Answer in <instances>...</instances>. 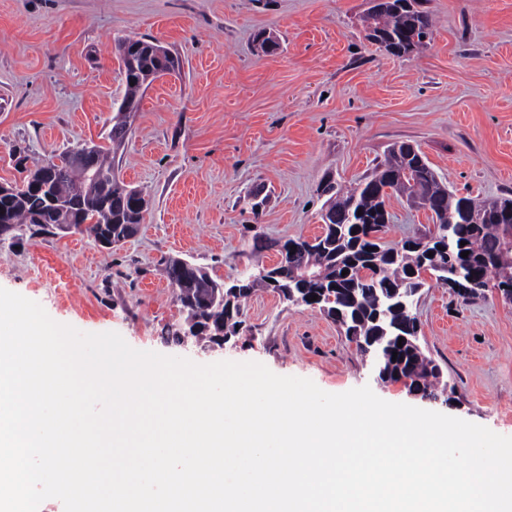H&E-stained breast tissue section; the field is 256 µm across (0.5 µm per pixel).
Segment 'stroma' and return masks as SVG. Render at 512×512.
Wrapping results in <instances>:
<instances>
[{"label":"stroma","mask_w":512,"mask_h":512,"mask_svg":"<svg viewBox=\"0 0 512 512\" xmlns=\"http://www.w3.org/2000/svg\"><path fill=\"white\" fill-rule=\"evenodd\" d=\"M370 0H0V183L85 143L111 147L120 179L150 208L136 235L104 249L69 233L0 245V287L84 333L206 364L256 361L329 393L370 386L381 399L512 436V304L466 302L427 280L412 312L443 388L415 395L381 382L319 310L256 291L224 346L168 328L184 315L163 261L218 281L275 266L276 242L323 231L325 174L353 187L408 142L460 196L512 198V0H427L425 49L395 56L365 38ZM278 51L263 52L258 34ZM170 49L181 71L144 89L111 145L126 94L118 40ZM267 195L260 212L253 192ZM391 246L424 236L429 211L390 195Z\"/></svg>","instance_id":"1"}]
</instances>
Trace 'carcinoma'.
Instances as JSON below:
<instances>
[{"mask_svg": "<svg viewBox=\"0 0 512 512\" xmlns=\"http://www.w3.org/2000/svg\"><path fill=\"white\" fill-rule=\"evenodd\" d=\"M419 2L409 0L405 6L401 0H393L384 11L368 12L366 39L376 43L395 39L396 56L426 46L432 19L419 8ZM128 43L127 54L121 57L128 82L125 99L135 102L146 79L157 78L168 58L165 47L153 40L130 39ZM127 132V113L120 109L112 117L110 140L120 143ZM59 161L56 176L43 193L20 192L9 201H0L14 224L25 225L31 231L42 223L64 224L90 236L98 224H110L116 232L124 224L142 223L148 202L142 192L119 180L112 165V150L96 146L95 165L87 175L68 170L67 154L60 155ZM413 181L421 183L423 189L417 206L432 210L436 218V230L430 235L431 257L417 243L386 247L368 239L365 232V226L371 224L387 227L388 192L409 199V183ZM325 184L321 189L328 195L324 210L333 213L330 224L342 230L341 237L336 240L327 236L288 255V268L309 267L317 273L316 278L292 284L283 277L278 285L265 276L240 279L242 291L230 301L224 298V282L214 280L184 259L172 257L165 262V273L176 290L177 302L186 319H198L207 326L202 337L214 341L221 333L239 334L243 320L226 316L224 310L230 303L240 308L258 288L278 293L291 284L301 296L320 295L331 288L335 301L322 303V312L346 327L351 339L365 342L357 349L370 359L378 378L383 382L401 381L412 391L432 395L433 381L440 377L438 367L422 352L417 337L397 338L395 324L415 320L411 309L403 308V304H412L424 285L425 271L436 284L448 289L469 277L481 280L485 288L512 289V223L498 221L499 214L512 207V199L477 201L457 196L438 180L422 153H411L405 142L393 145L370 179L358 186L344 191L329 180ZM50 198L60 205L47 220L44 214ZM464 251L469 252L466 258L461 256ZM344 270L348 274H342ZM390 288L400 289V294L394 299L397 308L385 318L379 316L383 307L378 300Z\"/></svg>", "mask_w": 512, "mask_h": 512, "instance_id": "1", "label": "carcinoma"}]
</instances>
